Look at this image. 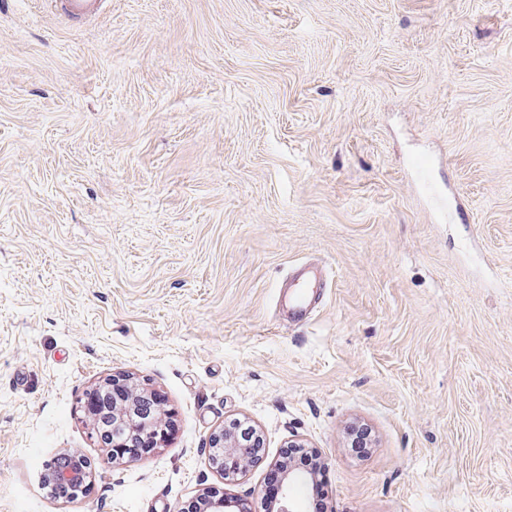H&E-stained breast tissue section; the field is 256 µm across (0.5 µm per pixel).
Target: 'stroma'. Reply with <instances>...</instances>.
I'll return each mask as SVG.
<instances>
[{"instance_id":"stroma-1","label":"stroma","mask_w":512,"mask_h":512,"mask_svg":"<svg viewBox=\"0 0 512 512\" xmlns=\"http://www.w3.org/2000/svg\"><path fill=\"white\" fill-rule=\"evenodd\" d=\"M112 375L175 422L149 459L77 409ZM291 440L326 512H512V0H0V512H261ZM327 285V272L318 266L301 265L293 270L278 292V304L288 313V322L305 323L316 305L317 291ZM252 435V436H251ZM259 435L253 428L243 429L239 432L236 429H229L223 426L215 430L210 437V448H224V468L216 467L221 474L228 472V462L234 459L244 462L254 455L256 448H259ZM234 464H236L234 462ZM46 476L49 482L68 488L75 493L83 492L90 482L89 472L73 468L52 471L46 466Z\"/></svg>"}]
</instances>
